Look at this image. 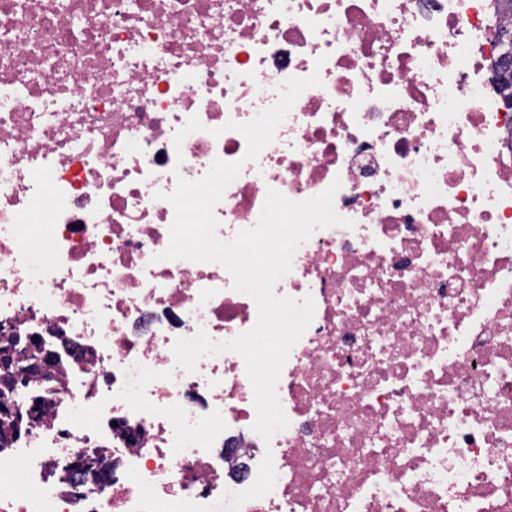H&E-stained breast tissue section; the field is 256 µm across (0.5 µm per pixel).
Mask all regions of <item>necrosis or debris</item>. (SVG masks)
Returning <instances> with one entry per match:
<instances>
[{
    "label": "necrosis or debris",
    "mask_w": 512,
    "mask_h": 512,
    "mask_svg": "<svg viewBox=\"0 0 512 512\" xmlns=\"http://www.w3.org/2000/svg\"><path fill=\"white\" fill-rule=\"evenodd\" d=\"M493 0H0V346L49 372L0 408V512H512V108L492 83ZM319 74L253 160L228 121ZM202 130L182 145L190 117ZM219 136H212V129ZM243 161L214 213L232 240L268 189L341 187L274 292L314 318L264 441L242 357L177 368V338L250 330L217 263L158 260L178 178ZM48 211L49 221L35 223ZM111 468L97 492L76 470Z\"/></svg>",
    "instance_id": "1"
}]
</instances>
